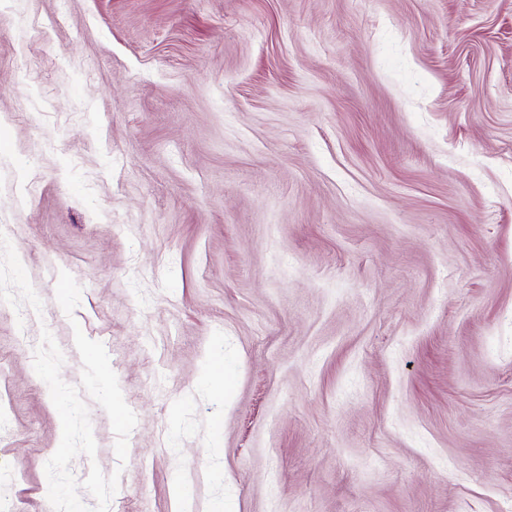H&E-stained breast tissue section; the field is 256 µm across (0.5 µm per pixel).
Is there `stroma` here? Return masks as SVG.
I'll return each instance as SVG.
<instances>
[{"label": "stroma", "mask_w": 512, "mask_h": 512, "mask_svg": "<svg viewBox=\"0 0 512 512\" xmlns=\"http://www.w3.org/2000/svg\"><path fill=\"white\" fill-rule=\"evenodd\" d=\"M77 326L109 512H512V0H0V512Z\"/></svg>", "instance_id": "35a3bbf8"}]
</instances>
